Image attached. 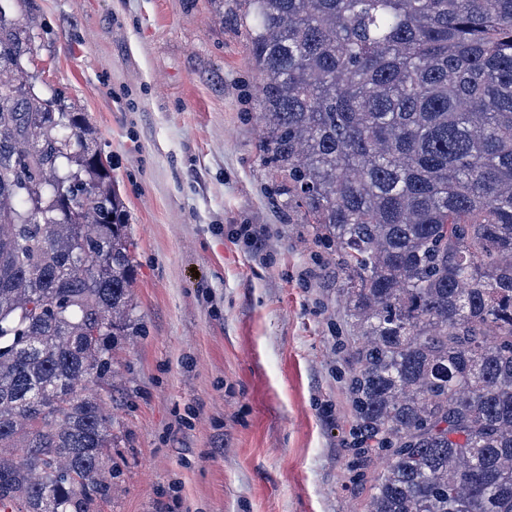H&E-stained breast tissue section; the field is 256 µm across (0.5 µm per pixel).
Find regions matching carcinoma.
<instances>
[{
    "label": "carcinoma",
    "mask_w": 512,
    "mask_h": 512,
    "mask_svg": "<svg viewBox=\"0 0 512 512\" xmlns=\"http://www.w3.org/2000/svg\"><path fill=\"white\" fill-rule=\"evenodd\" d=\"M0 0V506L89 512L134 325L122 203ZM267 158L334 246L365 512H512V0H243ZM23 448L17 459L13 449Z\"/></svg>",
    "instance_id": "carcinoma-1"
}]
</instances>
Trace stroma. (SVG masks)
Listing matches in <instances>:
<instances>
[{"label":"stroma","instance_id":"stroma-1","mask_svg":"<svg viewBox=\"0 0 512 512\" xmlns=\"http://www.w3.org/2000/svg\"><path fill=\"white\" fill-rule=\"evenodd\" d=\"M237 0H28L135 244L111 470L90 512H364L338 257L265 160ZM266 229L263 257L238 237Z\"/></svg>","mask_w":512,"mask_h":512}]
</instances>
